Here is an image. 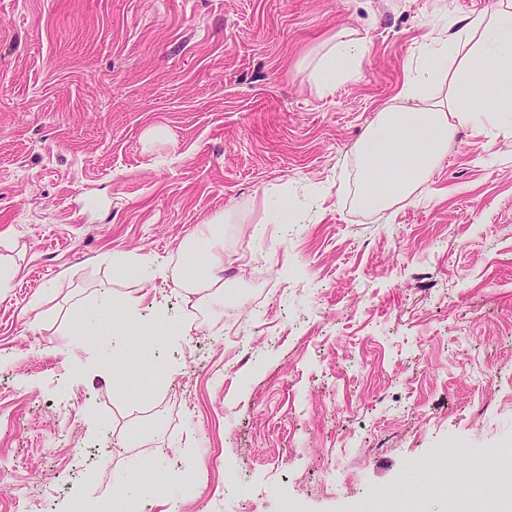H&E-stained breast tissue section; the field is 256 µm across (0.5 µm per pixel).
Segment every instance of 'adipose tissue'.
I'll return each mask as SVG.
<instances>
[{"instance_id": "1", "label": "adipose tissue", "mask_w": 512, "mask_h": 512, "mask_svg": "<svg viewBox=\"0 0 512 512\" xmlns=\"http://www.w3.org/2000/svg\"><path fill=\"white\" fill-rule=\"evenodd\" d=\"M367 45L342 33L315 59L311 79L324 92L350 79ZM494 59V71L482 63ZM512 83V0H488L449 37L432 39L427 54L404 82L397 102L382 109L356 148L355 201L372 210L411 201L428 181L459 126L487 131L512 122V109H485L473 94L488 79ZM220 251H197L180 260L177 277L200 291L222 292Z\"/></svg>"}]
</instances>
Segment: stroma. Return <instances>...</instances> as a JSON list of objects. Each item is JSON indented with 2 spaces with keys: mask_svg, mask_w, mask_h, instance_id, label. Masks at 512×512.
<instances>
[{
  "mask_svg": "<svg viewBox=\"0 0 512 512\" xmlns=\"http://www.w3.org/2000/svg\"><path fill=\"white\" fill-rule=\"evenodd\" d=\"M486 0H0V512L26 494L141 512H512L453 476L512 481V125L458 129L413 201L362 212L354 150L442 28ZM367 54L320 94L336 34ZM320 189L293 233L273 208ZM224 226L223 300L192 325L154 275ZM264 226L255 234V226ZM150 258L126 275L113 255ZM165 325L111 337L98 297ZM37 311H29L34 296ZM253 322L246 348L226 322ZM151 356L128 385L110 365ZM187 379L188 392L175 397ZM92 458L52 447L60 409ZM211 469L183 490L173 473Z\"/></svg>",
  "mask_w": 512,
  "mask_h": 512,
  "instance_id": "obj_1",
  "label": "stroma"
}]
</instances>
